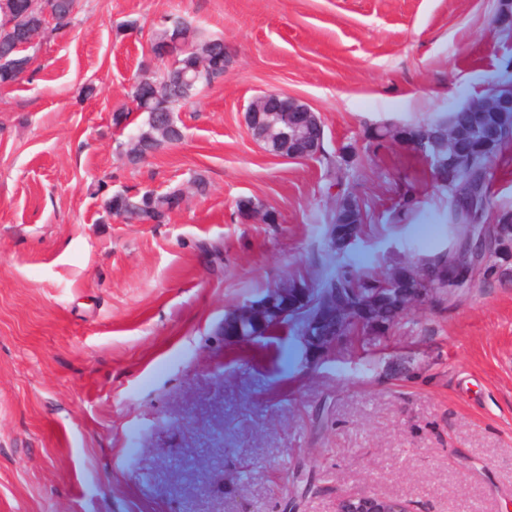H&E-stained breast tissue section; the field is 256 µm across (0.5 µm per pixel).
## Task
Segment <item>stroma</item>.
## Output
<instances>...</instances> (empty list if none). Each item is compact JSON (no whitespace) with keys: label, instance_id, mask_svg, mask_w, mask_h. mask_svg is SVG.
<instances>
[{"label":"stroma","instance_id":"stroma-1","mask_svg":"<svg viewBox=\"0 0 512 512\" xmlns=\"http://www.w3.org/2000/svg\"><path fill=\"white\" fill-rule=\"evenodd\" d=\"M500 2L82 0L36 42L0 86V512H512V282L488 265L403 320L363 315L333 271L343 250L382 279V240L404 260L442 243L423 157L360 136L511 85ZM169 17L231 63L182 108L183 140L132 166L112 117ZM269 92L315 113L322 156L252 139ZM326 156L352 164L359 229L320 221ZM144 188L183 202L159 224L107 215ZM335 512H411V509L401 498L348 495L337 501Z\"/></svg>","mask_w":512,"mask_h":512}]
</instances>
